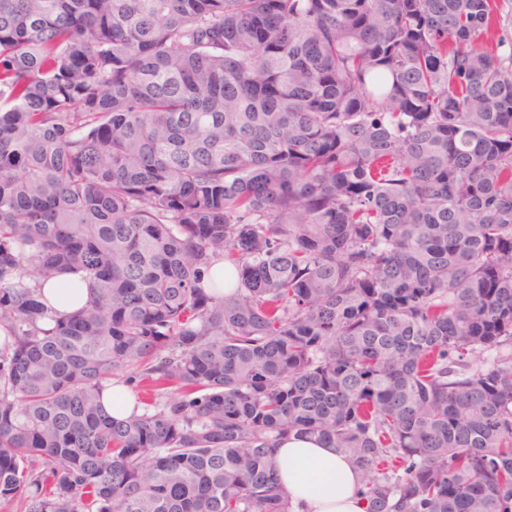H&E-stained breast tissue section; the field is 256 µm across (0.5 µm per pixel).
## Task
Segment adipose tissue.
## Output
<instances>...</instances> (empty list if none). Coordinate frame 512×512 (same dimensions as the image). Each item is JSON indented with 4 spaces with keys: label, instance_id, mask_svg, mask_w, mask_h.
Wrapping results in <instances>:
<instances>
[{
    "label": "adipose tissue",
    "instance_id": "ef3b65f1",
    "mask_svg": "<svg viewBox=\"0 0 512 512\" xmlns=\"http://www.w3.org/2000/svg\"><path fill=\"white\" fill-rule=\"evenodd\" d=\"M41 292L44 302L59 311L88 300L86 288L70 274L42 284ZM272 461L292 512H367L368 503L358 493L362 475L337 449L292 435L276 441Z\"/></svg>",
    "mask_w": 512,
    "mask_h": 512
}]
</instances>
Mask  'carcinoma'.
<instances>
[{
  "mask_svg": "<svg viewBox=\"0 0 512 512\" xmlns=\"http://www.w3.org/2000/svg\"><path fill=\"white\" fill-rule=\"evenodd\" d=\"M511 24L0 0V500L291 512L294 434L367 512H512ZM61 273L82 309L40 300ZM128 382L141 411L106 414Z\"/></svg>",
  "mask_w": 512,
  "mask_h": 512,
  "instance_id": "cac0c4a2",
  "label": "carcinoma"
}]
</instances>
